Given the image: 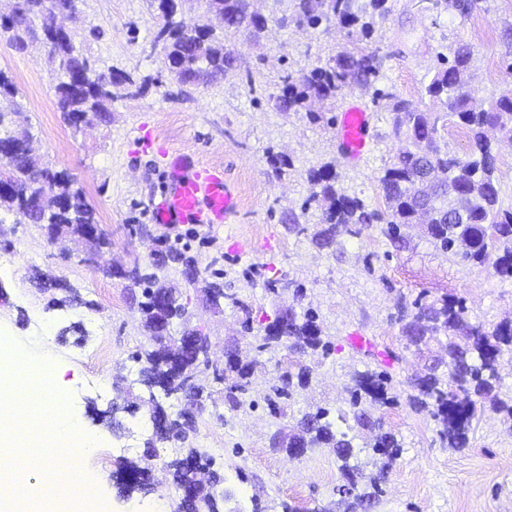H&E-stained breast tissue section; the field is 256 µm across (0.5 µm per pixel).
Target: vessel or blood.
<instances>
[{"instance_id":"b4317fda","label":"vessel or blood","mask_w":512,"mask_h":512,"mask_svg":"<svg viewBox=\"0 0 512 512\" xmlns=\"http://www.w3.org/2000/svg\"><path fill=\"white\" fill-rule=\"evenodd\" d=\"M371 114L359 103L341 113L336 137L343 156L356 161L371 151L368 128ZM167 187L156 207L163 224H230L238 213L237 198L222 172L198 165L190 155L172 158L165 175Z\"/></svg>"}]
</instances>
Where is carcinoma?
I'll return each instance as SVG.
<instances>
[{
  "mask_svg": "<svg viewBox=\"0 0 512 512\" xmlns=\"http://www.w3.org/2000/svg\"><path fill=\"white\" fill-rule=\"evenodd\" d=\"M76 2L51 0L48 9L45 0H15L12 14L0 22V28L12 32V40L20 49L37 39L51 45L49 58L57 80L58 105L77 129L89 115L101 117L110 111L114 88L133 87L136 82L123 71L101 69L92 56L76 45L75 35L53 29L51 14L73 12ZM150 2L160 20L151 49H160L162 69L183 86L207 87L222 79L233 67L235 42L241 37L257 42L265 30L254 17L252 0H199L204 4L201 18L224 16V28L219 31L206 29L204 22L195 30L172 23L171 16L192 0ZM388 2L294 0L297 26L316 29L324 22H334L346 31L352 48L341 51L330 64L285 74L274 97L275 108L285 113L296 111L310 99L331 104L352 86L372 84L385 56L381 47L371 46V39L377 20L391 13ZM474 56V47L462 44L454 50L453 61L434 72L425 87L432 103L427 111L413 107L405 99L386 95L391 133L404 146L379 177L384 210H370L363 199L348 194L332 164L308 170L311 200L321 211L319 229L312 235L316 246H332L342 228L359 236L374 222L382 223V234L400 244L405 241V230L418 224V210L424 208L427 222L418 225L435 247L465 263L489 262L498 275L512 277V210L500 207L497 152L487 135L488 129L496 128L512 137V92L475 98L467 90ZM16 96V88L0 73V143L9 141L10 126L21 117L22 107ZM450 116L457 118L469 138L470 149L464 158L449 152L443 143L442 130ZM267 162L277 179L291 167L281 154H269ZM37 182L50 187L62 208L43 211L27 202L23 191ZM1 183L9 190L0 191V211L83 239L93 256H103L108 241L100 234L87 236V229L97 224L95 212L83 192L73 187L66 172L41 164L27 148L15 146L10 158L0 159ZM186 249V244L180 248L170 244L164 259H155L144 267L136 263L125 275L131 286L141 289L140 312L153 341V346L132 356L142 364V383L149 395L142 404L148 406L155 438H175L183 443L195 432L193 409L186 406L172 416L157 399L155 390L166 398L194 396L204 401L212 393L205 392L203 386H193L192 381L200 371L210 370L213 380L225 385L224 400L230 410L245 413L256 406L249 398L248 367L229 362L221 366L211 358L209 337L189 325L182 291L168 279L166 269L171 262L180 265V273L188 275L190 284L201 289L211 307L222 311L228 306L242 313L248 330L254 295L224 283L220 258L200 264L185 256ZM262 288L272 296L291 288L299 300L305 298L303 285L285 276L266 279ZM399 321L406 348L423 354L434 343L442 352L427 379L415 376L409 384L426 398L423 405L429 409L443 444L450 448L467 445L468 432L478 413L476 396L506 412L512 429V403L494 393L498 367L505 356L512 357V322L487 331L469 319L461 302L446 297L432 303L416 299L413 310L401 309ZM254 339L260 355L280 347H296L302 353L320 350L327 354L331 350L317 312L309 305L286 311L276 308L263 333ZM310 380L311 369L307 366L300 367L294 378L289 374L278 376L263 396L271 416H285V408L296 391L307 387ZM391 381L385 370L356 373L348 388L350 413L339 415L342 421L350 418L354 427L372 434L365 447L379 457L375 472H365L348 434L333 430L330 411L322 406L304 413L294 425L278 430L271 438V447L283 448L290 454H303L312 448L335 449L342 461V481L352 482L348 498L338 500L343 512H367L373 507L387 468L400 454V444L383 432L381 419H373L370 412L393 402L389 396ZM214 466L212 455L191 444L166 463L179 489L197 500L199 512H219V503L230 499L220 489L224 477ZM147 468L143 461L121 463V469L131 477L129 488L140 486V477Z\"/></svg>",
  "mask_w": 512,
  "mask_h": 512,
  "instance_id": "carcinoma-1",
  "label": "carcinoma"
}]
</instances>
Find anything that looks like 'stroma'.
<instances>
[{"mask_svg": "<svg viewBox=\"0 0 512 512\" xmlns=\"http://www.w3.org/2000/svg\"><path fill=\"white\" fill-rule=\"evenodd\" d=\"M294 0H253L270 23L258 43L238 40L234 71L210 86L179 92L150 53L158 19L149 0H80L66 27L86 46L102 68L149 78L141 94L115 92L107 119H91L73 128L59 110L46 48L38 42L19 49L8 31L0 30V71L18 91L23 114L18 130L32 136L31 147L43 164L65 170L95 210L109 242L101 265L81 262V243L51 239L42 224L0 220V258L10 259V274H0V342L31 365L54 364L62 378L42 381L80 434L93 436L98 448L82 459L95 477L109 512H155L158 499L175 507L180 492L165 464L182 451L171 439L150 447L152 423L147 408L129 414L123 399L146 398L135 351L149 347L138 310L139 292L128 281L107 275L105 265L147 264L153 242L181 240L199 261L224 258V279L235 282L244 270L302 282L306 301L317 311L335 346L330 356L286 349L257 355L254 335L242 326V315L227 308L213 312L199 289L185 283L176 268L168 277L181 288L191 326L208 335L213 356L238 347L243 361H255L250 397L253 411H230L224 391L211 372L199 381L212 397L195 412L196 444L216 459L224 486L244 502L258 500L265 512H312L335 503L341 480L340 460L332 449L315 448L295 459L270 446L274 431L292 425L310 406L339 412L349 407L346 387L354 373L385 366L393 377L394 404L375 409L385 432L402 446L391 464L383 492L371 512H512V430L503 416L484 410L462 450L445 447L428 411L413 399L407 381L424 361L407 349L396 321L398 303L445 296L462 300L472 321L493 329L512 321V278L497 275L491 265L461 264L437 250L426 238L408 237L394 246L371 224L361 236L340 234L329 248L289 231L286 214L315 224L318 206L308 205L310 168L334 163L339 182L372 209H383L378 177L399 147L386 121L384 101L376 91L394 94L419 109L431 102L425 94L439 58L451 57L461 44L476 56L470 87L487 99L512 90V0H476L461 17L448 0H393V10L377 24L375 39L385 56L373 86L345 90L332 109L340 115L351 101L373 114L371 152L360 161L346 160L336 129L312 122L305 112H280L274 106L285 73L322 66L342 49L343 36L333 27L301 29L292 21ZM286 154L291 162L281 178H269L268 152ZM189 154L200 165H219L234 187L240 211L231 224H158L153 208L163 188L166 155ZM145 225L149 235L132 234ZM248 244L237 252L236 243ZM63 281L77 288L79 307L58 305ZM49 333L36 335V322ZM362 332L371 349L351 344ZM312 369L285 417L269 415L263 403L268 382L299 365ZM145 460L150 491L126 493L117 469L120 460Z\"/></svg>", "mask_w": 512, "mask_h": 512, "instance_id": "stroma-1", "label": "stroma"}]
</instances>
